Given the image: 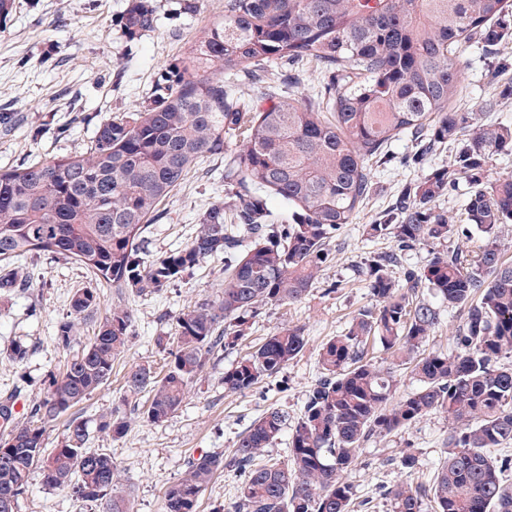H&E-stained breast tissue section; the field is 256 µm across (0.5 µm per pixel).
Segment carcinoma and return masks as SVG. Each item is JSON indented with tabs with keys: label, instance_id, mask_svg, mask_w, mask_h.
<instances>
[{
	"label": "carcinoma",
	"instance_id": "carcinoma-1",
	"mask_svg": "<svg viewBox=\"0 0 512 512\" xmlns=\"http://www.w3.org/2000/svg\"><path fill=\"white\" fill-rule=\"evenodd\" d=\"M153 0H129L115 26L132 42L156 27ZM512 36L504 0H224V19L193 42L156 78L143 105L104 115L82 153L0 170V293L25 287L15 260L29 254L70 258L119 291L153 294L204 260L224 256V288L176 320L161 371L134 366L117 406L100 415L98 432L119 438L133 417L160 425L184 403L209 356L235 349L261 307L292 304L309 292L329 258L330 243L353 223L370 190V163L406 136L427 155L456 146L364 234L400 251L440 246L420 272L393 276V254L366 261L371 306L319 351L321 376L299 417L279 408L255 418L226 460L201 456L165 493L163 512H196L214 473L240 475L234 512H351L362 444L396 433L430 414L452 425L432 485L386 489L390 512H512L503 480L512 456V260L497 233L512 224V175L491 179L494 157L512 153V125L488 124L460 106L459 49L475 40L490 52ZM316 64L324 80L302 99L282 88L277 67ZM260 89L269 105L238 94L237 82ZM224 157L226 197L211 202L187 244L155 259L145 232L160 206L205 159ZM467 186L465 223L451 224L436 201ZM288 213L274 217L266 198ZM481 243L470 250L467 243ZM455 240L456 245H448ZM94 288L77 290L57 328L67 348L81 321L98 307ZM461 314L450 353L421 348L440 321L435 302ZM133 314L118 303L97 333L43 397L0 438V512H18L31 471L43 484L68 487L77 500L129 512L115 493L112 457L86 448L87 424L74 418L60 445L46 448L47 425L86 400L112 376ZM373 342L410 369L417 388L397 395L391 369L367 358ZM306 346L300 327L281 328L224 372V390L243 393L278 374ZM147 394L146 406L132 401ZM288 434L284 461L263 455Z\"/></svg>",
	"mask_w": 512,
	"mask_h": 512
}]
</instances>
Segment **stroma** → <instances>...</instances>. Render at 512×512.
I'll list each match as a JSON object with an SVG mask.
<instances>
[{
  "instance_id": "35a3bbf8",
  "label": "stroma",
  "mask_w": 512,
  "mask_h": 512,
  "mask_svg": "<svg viewBox=\"0 0 512 512\" xmlns=\"http://www.w3.org/2000/svg\"><path fill=\"white\" fill-rule=\"evenodd\" d=\"M128 0H15V10L0 30V108L14 113L17 125L0 129V169L34 160L82 152L92 140L101 116L139 109L158 71L179 57L207 27L224 13V0H204L200 11L171 19L175 0H159L157 26L137 41L126 42L112 24ZM464 103L471 106L497 94L512 82V41L488 53L469 43L459 53ZM414 147L409 138L394 141L390 162L373 164L370 193L354 223L345 225L330 246V256L308 295L291 305H268L252 319L251 328L234 350L210 356L204 373L190 387L182 407L160 425L133 423L122 438L91 432L88 447L110 454L120 472L117 492L128 498L134 512H162L164 493L186 470L189 461L207 453L231 455L238 436L265 410L277 407L298 417L306 395L320 375L317 353L350 319L370 306L362 272L366 257L394 251L388 240H370L363 232L414 183L423 171L409 164ZM224 194V160L210 158L192 172L165 202V215L147 232L146 248L161 256L184 246L198 227V215ZM28 285L10 295L0 294V398L13 396L27 405L40 396L48 372L62 369L89 343L96 317L86 318L70 347L54 342L57 326L81 288L98 292V309L126 306L134 316L124 355L109 382L48 425L46 444L55 447L70 417L95 424L124 391V377L138 364H160L159 339L173 335L175 321L196 302L216 298L224 287L223 258L214 257L190 275L156 294L121 293L98 284L94 275L74 260L30 256L22 261ZM298 326L308 340L304 351L275 377L243 394L224 390V372L251 347L277 329ZM29 356L20 381L19 367L9 357L15 343ZM450 425L440 414L426 416L410 427L374 437L359 451V463L349 475L355 488L357 512H389L387 487L411 480L431 483L443 457ZM413 454V472L400 469L404 454ZM239 477L224 470L213 478L199 500L197 512H232ZM19 512H99L73 497L69 489L44 486L33 472L19 500Z\"/></svg>"
}]
</instances>
